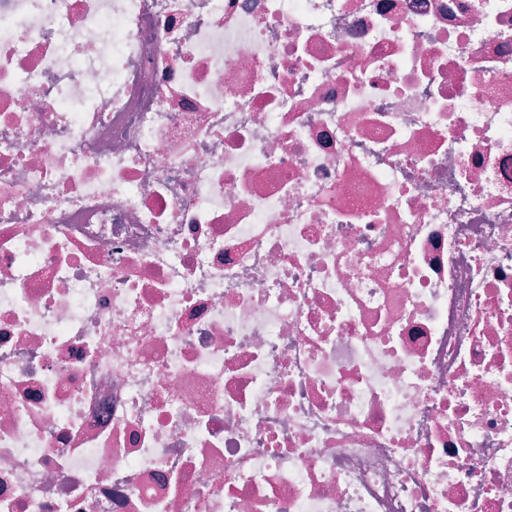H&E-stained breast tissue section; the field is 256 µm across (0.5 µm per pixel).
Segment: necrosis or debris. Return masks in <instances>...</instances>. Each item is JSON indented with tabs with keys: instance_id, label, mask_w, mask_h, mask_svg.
Instances as JSON below:
<instances>
[{
	"instance_id": "necrosis-or-debris-1",
	"label": "necrosis or debris",
	"mask_w": 512,
	"mask_h": 512,
	"mask_svg": "<svg viewBox=\"0 0 512 512\" xmlns=\"http://www.w3.org/2000/svg\"><path fill=\"white\" fill-rule=\"evenodd\" d=\"M0 512H512V0H0Z\"/></svg>"
}]
</instances>
